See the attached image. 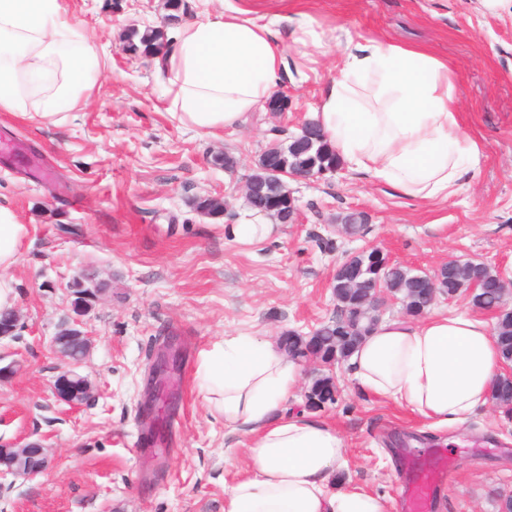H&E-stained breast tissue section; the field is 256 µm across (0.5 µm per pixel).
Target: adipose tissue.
Returning <instances> with one entry per match:
<instances>
[{"mask_svg":"<svg viewBox=\"0 0 512 512\" xmlns=\"http://www.w3.org/2000/svg\"><path fill=\"white\" fill-rule=\"evenodd\" d=\"M103 65L59 0H0V112L44 120L74 111ZM164 68L168 112L205 131L242 125L289 77L275 23L234 6L186 23ZM314 121L349 170L412 199L451 197L480 162L447 60L418 46L368 34L349 39ZM26 235L0 207V309L14 304L7 271ZM500 362L486 321L429 313L381 321L346 370L363 394L454 427L489 404ZM198 377L225 428L249 438L252 471L225 490L224 512H387L380 496L338 482L345 444L333 427L284 414L299 372L274 343L226 338L202 351Z\"/></svg>","mask_w":512,"mask_h":512,"instance_id":"adipose-tissue-1","label":"adipose tissue"}]
</instances>
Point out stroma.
Masks as SVG:
<instances>
[{"instance_id":"35a3bbf8","label":"stroma","mask_w":512,"mask_h":512,"mask_svg":"<svg viewBox=\"0 0 512 512\" xmlns=\"http://www.w3.org/2000/svg\"><path fill=\"white\" fill-rule=\"evenodd\" d=\"M60 2L106 64L88 100L61 122L0 113V141L24 142L53 173L38 181L0 154V206L29 227L10 270L21 330L0 342V365L11 370L0 380V441L51 448L43 474L0 477V512H224L225 488L249 470L248 438L227 433L204 401L201 351L231 336H305L335 320L332 274L366 247L414 270L473 259L512 278V9L483 0H249L263 23L309 15L319 40L288 45L287 112L261 109L209 133L167 112L155 61L121 49L131 27L163 25L164 0ZM358 33L447 59L461 123L482 150L475 178L449 199L419 202L342 166L291 182L298 223L276 225L264 242L231 240L224 227L245 217L243 186L260 155L311 120L348 35ZM226 153L234 170L214 163ZM201 196L223 200V215L199 213ZM353 211L367 224L337 234V218ZM84 273L104 291L81 318L90 350L75 366L94 396L72 407L53 393L65 366L53 338ZM171 334L183 356L167 387L177 405L157 398L166 440L149 447L141 402ZM330 375L338 399L313 415L344 440L342 478L383 497L389 512H401L408 461L434 455L452 476L437 483L430 512H498L512 494L506 409L489 405L450 434L361 396L344 365Z\"/></svg>"}]
</instances>
